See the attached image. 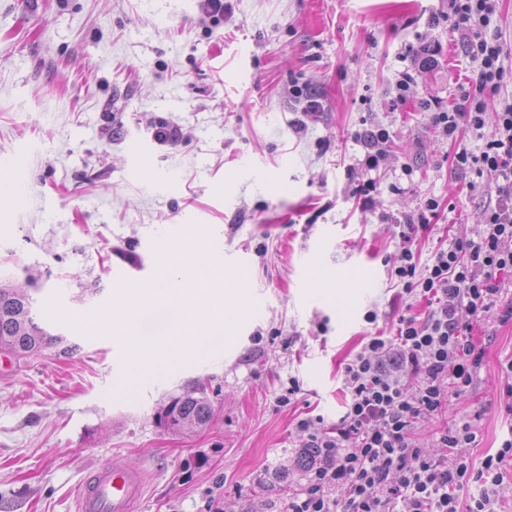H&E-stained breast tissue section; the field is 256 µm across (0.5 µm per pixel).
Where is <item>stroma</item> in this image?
<instances>
[{"instance_id": "1", "label": "stroma", "mask_w": 512, "mask_h": 512, "mask_svg": "<svg viewBox=\"0 0 512 512\" xmlns=\"http://www.w3.org/2000/svg\"><path fill=\"white\" fill-rule=\"evenodd\" d=\"M228 3L216 27L199 0H0V159L23 156L20 171L0 170V278L28 289L36 322L63 338L0 355V512H75V486L104 460L145 470L139 512H207L210 492L222 512H288L306 474L297 421L336 424L346 363L427 310L392 275L400 221L439 201L417 243L427 265L493 202L490 177L453 170L456 145L422 108L453 103L474 76L448 0ZM407 68L417 83L401 105ZM305 85L317 112L293 94ZM157 120L180 140L158 144ZM373 125L389 131V156L370 171L358 135ZM192 227L221 232L223 265L246 262L254 309L221 354L126 382L122 346L78 326L111 301L113 269L147 285L155 242ZM54 296L70 322L47 314ZM473 334L486 345L474 387L414 438L432 452L439 431L477 418V465L512 430V324ZM198 387L209 423L161 427L170 400Z\"/></svg>"}]
</instances>
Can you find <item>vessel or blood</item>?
Masks as SVG:
<instances>
[{"mask_svg":"<svg viewBox=\"0 0 512 512\" xmlns=\"http://www.w3.org/2000/svg\"><path fill=\"white\" fill-rule=\"evenodd\" d=\"M145 484L142 468L102 464L79 486L76 512H134Z\"/></svg>","mask_w":512,"mask_h":512,"instance_id":"1","label":"vessel or blood"}]
</instances>
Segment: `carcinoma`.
I'll list each match as a JSON object with an SVG mask.
<instances>
[{
  "label": "carcinoma",
  "mask_w": 512,
  "mask_h": 512,
  "mask_svg": "<svg viewBox=\"0 0 512 512\" xmlns=\"http://www.w3.org/2000/svg\"><path fill=\"white\" fill-rule=\"evenodd\" d=\"M57 337L35 322L29 296L18 285L0 282V350L18 359L39 353L55 344ZM212 414L204 389L195 394L175 397L160 415V422L170 430H184L205 425Z\"/></svg>",
  "instance_id": "cac0c4a2"
}]
</instances>
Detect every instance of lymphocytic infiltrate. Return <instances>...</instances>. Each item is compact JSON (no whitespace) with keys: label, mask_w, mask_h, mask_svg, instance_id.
<instances>
[{"label":"lymphocytic infiltrate","mask_w":512,"mask_h":512,"mask_svg":"<svg viewBox=\"0 0 512 512\" xmlns=\"http://www.w3.org/2000/svg\"><path fill=\"white\" fill-rule=\"evenodd\" d=\"M448 20L477 74L458 87L455 106L430 107L429 120L452 141L460 130L477 135L493 126L477 149L458 148L451 166L491 175L496 202L479 228L438 248L424 267L417 234L428 229L438 200L427 199L417 223L407 224L394 275L405 294L426 299L429 309L400 316L395 335L369 337L345 365L351 399L339 424L299 421L318 459L290 512H498L512 434L477 466L464 454L477 443L472 421L439 433L440 455L414 439L418 420L465 394L481 370L485 349L473 339L475 323H512V299L502 298V282L512 275V100L500 95L512 69L504 64L496 0H448Z\"/></svg>","instance_id":"lymphocytic-infiltrate-1"}]
</instances>
